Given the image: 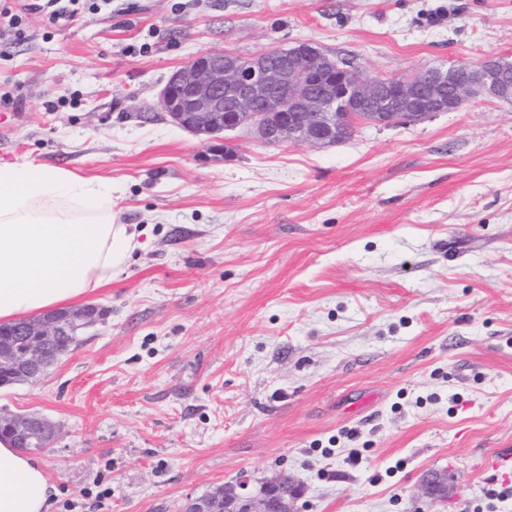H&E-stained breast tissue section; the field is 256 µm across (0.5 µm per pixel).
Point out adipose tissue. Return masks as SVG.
Returning a JSON list of instances; mask_svg holds the SVG:
<instances>
[{"label": "adipose tissue", "mask_w": 512, "mask_h": 512, "mask_svg": "<svg viewBox=\"0 0 512 512\" xmlns=\"http://www.w3.org/2000/svg\"><path fill=\"white\" fill-rule=\"evenodd\" d=\"M112 185L42 163L0 164V324L67 306L109 283L140 249ZM53 488L0 440V512H48Z\"/></svg>", "instance_id": "adipose-tissue-1"}]
</instances>
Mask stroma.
Instances as JSON below:
<instances>
[{
    "label": "stroma",
    "mask_w": 512,
    "mask_h": 512,
    "mask_svg": "<svg viewBox=\"0 0 512 512\" xmlns=\"http://www.w3.org/2000/svg\"><path fill=\"white\" fill-rule=\"evenodd\" d=\"M132 3L53 29L27 16L0 61V162L113 180L143 230L85 298L104 320L0 387V415L58 428L34 454L50 512H183L245 475L287 476L296 512H512L482 467L512 446V100L321 147H206L157 105L217 48L311 40L380 77L512 61V0ZM439 472L444 505L418 492Z\"/></svg>",
    "instance_id": "35a3bbf8"
}]
</instances>
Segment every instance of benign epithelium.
I'll use <instances>...</instances> for the list:
<instances>
[{
  "label": "benign epithelium",
  "mask_w": 512,
  "mask_h": 512,
  "mask_svg": "<svg viewBox=\"0 0 512 512\" xmlns=\"http://www.w3.org/2000/svg\"><path fill=\"white\" fill-rule=\"evenodd\" d=\"M226 52L213 49L177 68L162 89L158 105L177 127L204 144L220 133L247 128L267 145H323L337 139L346 120V99L373 110L371 123L414 124L434 112H455L468 99L501 97L506 92L498 60L476 66L450 63L391 76L379 81L351 65L341 69L313 43L298 41L288 48L265 50L245 64L224 63ZM87 307L21 321L0 332V381L38 379L32 372L56 360L67 336L97 322ZM7 431L19 448H47L57 427L36 416L0 415V432ZM287 481L274 477L255 490L243 477L232 491L214 499L190 502L185 512H275L273 504ZM451 488L432 476L422 494L445 502Z\"/></svg>",
  "instance_id": "1"
}]
</instances>
